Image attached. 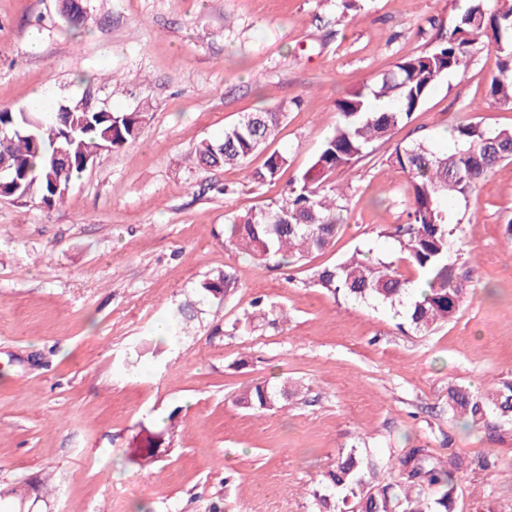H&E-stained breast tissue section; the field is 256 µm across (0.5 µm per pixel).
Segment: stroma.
Segmentation results:
<instances>
[{"label": "stroma", "instance_id": "stroma-1", "mask_svg": "<svg viewBox=\"0 0 512 512\" xmlns=\"http://www.w3.org/2000/svg\"><path fill=\"white\" fill-rule=\"evenodd\" d=\"M82 0L73 36L59 0H0V109L88 99L143 109L138 138L88 167L52 208L0 200V487L50 479L49 494L0 498V512H310L340 452L364 448L391 478L413 448L468 470L458 512H512V423L468 428L448 415L449 385L512 378V162L468 198L449 200L476 290L428 334L394 310L311 283L351 254L395 260L387 233L406 223L409 177L396 144L462 119L512 126L489 106L496 58L483 39L467 71L442 81L412 122L334 182L348 195L335 244L265 264L224 241L233 213L267 207L308 166L338 120L337 99L430 49L461 0ZM282 110L272 142L288 164L272 183L197 165L200 141L244 112ZM230 193H221V186ZM230 272L223 301L199 286ZM288 310L275 327L236 330L251 300ZM193 303L178 346L158 321ZM287 384L280 408H240L255 383ZM170 443L148 466L130 453L141 428Z\"/></svg>", "mask_w": 512, "mask_h": 512}]
</instances>
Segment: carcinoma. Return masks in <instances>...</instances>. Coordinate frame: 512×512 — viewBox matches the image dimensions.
I'll list each match as a JSON object with an SVG mask.
<instances>
[{"mask_svg": "<svg viewBox=\"0 0 512 512\" xmlns=\"http://www.w3.org/2000/svg\"><path fill=\"white\" fill-rule=\"evenodd\" d=\"M470 0L456 15L437 44L429 51L398 58L392 68L370 83L336 101V127L312 158L309 166L288 187L282 200L267 208L236 214L224 225V241L243 249L253 258L268 262L302 258L331 247L343 231L348 213L347 198L329 187L330 176L352 167L409 124L433 89L451 74L467 68L470 45L478 37L493 47L497 62L487 83L488 105L512 110V0ZM375 101L392 107L378 112ZM74 109L70 125L56 122L54 112L0 111V126L7 142H0V161L19 165L24 178L11 183L12 171L0 173L3 191L11 199L51 208L61 203L69 187L83 172L85 157L102 158L106 147L120 149L139 135L144 112H114L112 117L90 110ZM284 113L250 112L224 128L217 139L200 143L198 162L210 168H241L250 156L266 148ZM455 147L438 148L426 140L395 147L390 162L407 173L412 196L408 221L398 224L388 237L397 244L401 260L426 280L427 288L410 291L412 278L394 261L368 259L356 251L333 266L315 271L312 284L333 296L403 310L404 322L419 333L456 319L474 296L476 263L463 257L448 211V197L466 198L494 168L512 161V127L495 128L479 121H462L451 130ZM288 162V155L274 150L263 167L249 174L258 182L274 181ZM233 276L219 273L201 284L206 300L231 295ZM186 309L173 313L169 342L176 345L184 332ZM280 311L274 302L261 298L238 320L246 331L259 322L274 324ZM288 397V388L257 383L236 398V404L251 411H268ZM448 415L471 426L489 427L495 420L512 421V379H500L481 391L460 385L448 386ZM165 431H145L138 446L137 464L145 466L155 449L166 443ZM402 480L395 483L380 475V466L360 448H350L323 473L312 492L313 512H457L456 479L462 462L432 458L424 448H413L399 458Z\"/></svg>", "mask_w": 512, "mask_h": 512, "instance_id": "1", "label": "carcinoma"}]
</instances>
